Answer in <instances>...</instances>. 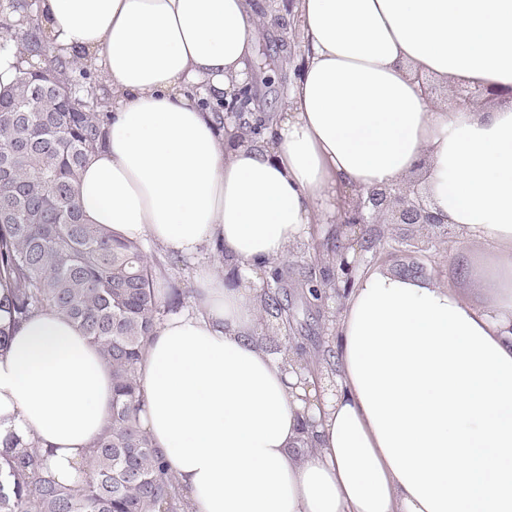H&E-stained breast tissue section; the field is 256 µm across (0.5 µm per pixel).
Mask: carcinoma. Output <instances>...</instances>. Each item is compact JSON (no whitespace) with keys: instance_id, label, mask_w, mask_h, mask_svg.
<instances>
[{"instance_id":"obj_1","label":"carcinoma","mask_w":512,"mask_h":512,"mask_svg":"<svg viewBox=\"0 0 512 512\" xmlns=\"http://www.w3.org/2000/svg\"><path fill=\"white\" fill-rule=\"evenodd\" d=\"M24 23L0 34L17 46L15 92L0 100V350L15 329L52 308L95 343L112 370L110 425L93 444L91 474L65 486L45 475L32 443L0 449V512H184L169 465L138 421V364L169 305L159 299L155 265L134 241L82 219L77 185L88 156L107 139L111 113L77 61L48 55L30 0H9ZM66 75L53 87L30 72L32 58ZM260 311L288 324V273L276 270Z\"/></svg>"}]
</instances>
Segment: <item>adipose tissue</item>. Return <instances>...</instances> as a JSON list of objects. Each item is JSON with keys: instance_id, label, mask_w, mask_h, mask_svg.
<instances>
[{"instance_id": "obj_1", "label": "adipose tissue", "mask_w": 512, "mask_h": 512, "mask_svg": "<svg viewBox=\"0 0 512 512\" xmlns=\"http://www.w3.org/2000/svg\"><path fill=\"white\" fill-rule=\"evenodd\" d=\"M306 51L279 121L235 144L199 104L246 75V0H38L56 53L104 81L107 145L83 219L194 266L157 326L140 419L188 512H512V106L434 105L427 81L512 88V0H294ZM422 169L434 210L489 244L477 308L433 278L361 268L335 372L301 376L255 340L260 275L324 223L319 200ZM224 246L237 284L204 262ZM112 410L97 345L52 310L0 353V446L37 442L72 484Z\"/></svg>"}]
</instances>
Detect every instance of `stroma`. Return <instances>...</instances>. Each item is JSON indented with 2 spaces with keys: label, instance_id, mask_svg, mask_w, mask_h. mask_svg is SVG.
<instances>
[{
  "label": "stroma",
  "instance_id": "obj_1",
  "mask_svg": "<svg viewBox=\"0 0 512 512\" xmlns=\"http://www.w3.org/2000/svg\"><path fill=\"white\" fill-rule=\"evenodd\" d=\"M255 45L278 57L283 55L291 61L300 59L305 51L300 18L293 13L277 14L275 20L258 29ZM251 73L254 95L262 105L259 117L264 123H272L280 114L284 95L295 80L294 72L281 67L272 70L255 67ZM369 232L375 235L376 241L371 251L365 252V260H377L378 264L399 273L422 268L424 275L448 283L471 303L485 305L487 296L467 267L485 261L486 246L461 240L452 228H434L430 234L438 239V246L424 253H413L400 240L401 235H413V228L405 226L390 230L376 224L370 226ZM320 240V235L316 234L310 241L290 249L288 320L283 323L267 318L268 328L263 333L262 343L268 349H276L285 337L311 354L323 352L332 345L335 306L313 299L300 286L302 280L318 277L321 273V265L316 259V244ZM148 259L157 265L158 288L163 291L174 286L181 288L182 303H189V292L194 288L191 264L172 259L158 247L149 251Z\"/></svg>",
  "mask_w": 512,
  "mask_h": 512
}]
</instances>
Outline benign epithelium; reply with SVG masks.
Masks as SVG:
<instances>
[{"label": "benign epithelium", "instance_id": "benign-epithelium-1", "mask_svg": "<svg viewBox=\"0 0 512 512\" xmlns=\"http://www.w3.org/2000/svg\"><path fill=\"white\" fill-rule=\"evenodd\" d=\"M451 91L455 97L471 104L512 98V90L489 86L475 89L453 86ZM250 93V81L246 80L231 98L224 99L225 116L242 122L247 112ZM336 223L348 231L347 237L356 246L360 240L355 237V233L368 228L370 224L432 227L445 223V220L441 214L432 210L430 201L418 185L407 180L374 187L349 198L338 210ZM361 262L363 255L360 252H355L353 260L350 261L347 253L339 249L336 251V264L328 266L326 270L327 277L335 284L340 281L352 283Z\"/></svg>", "mask_w": 512, "mask_h": 512}]
</instances>
